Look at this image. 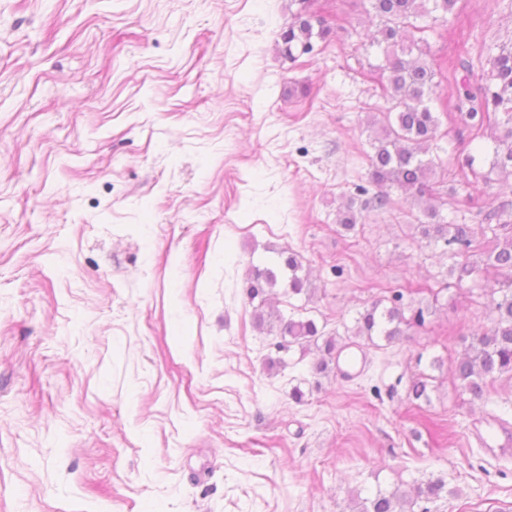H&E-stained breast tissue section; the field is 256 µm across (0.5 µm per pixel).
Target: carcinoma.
I'll list each match as a JSON object with an SVG mask.
<instances>
[{
  "mask_svg": "<svg viewBox=\"0 0 512 512\" xmlns=\"http://www.w3.org/2000/svg\"><path fill=\"white\" fill-rule=\"evenodd\" d=\"M372 9L381 18L382 41L390 46L398 45L405 38L410 46L401 52H392L386 57L379 79L386 97L392 106L388 108L383 126V135L375 138L374 152L369 156V180L377 192L372 199L374 205L384 207L389 203L388 189L399 188L420 198L432 195L430 176L436 167L432 159L421 156L423 145L443 138L439 131V120L428 101L437 95L440 83L435 81L436 72L425 61L408 58L413 50L423 51L428 44L426 34L435 31L436 22H448L454 13L458 0H370ZM301 8L293 14L287 30L281 34L284 55L292 58L294 52L307 54L312 51L315 38L327 40L332 33L330 26L316 18L309 9L310 0H299ZM489 82L472 89L467 79L456 84L458 104L456 109L461 117L472 122L474 137L491 131L496 142L489 172L477 174L484 182L491 181L490 174L512 175V48H500L487 61ZM505 205L492 210L488 224H468L453 217L445 220L439 208L430 205L423 211L428 219L423 235L437 241H444L448 250L457 251L462 260L449 269L452 282L444 288L461 287L474 282L482 273V266L494 269L497 274L496 288L492 293L501 294L493 303L494 316L490 326L461 337L467 345L464 357L456 360L451 368L454 380L463 391L476 400L489 401L488 384L502 375L512 377V220L491 224L504 214ZM485 257L483 264L470 260L474 253ZM288 269L289 293L304 292V280L298 276L301 263L291 255L285 260ZM250 299L263 295L264 288L277 285V273L271 268H254ZM272 324L265 317L262 306L254 312L258 327H277L281 336L288 338V345L298 346L306 351L314 345L323 351L322 358L312 370L323 374L332 362L333 354L339 350L336 337L319 328L312 318L282 314L275 315ZM425 324L423 309L406 316L400 306H382L375 301L360 313L354 337L361 338L372 346L377 340L388 345L398 344L408 336L413 326ZM441 481L417 483L409 488L400 486L390 491L377 490L369 497L359 500L360 512H407L406 507L419 500L439 497Z\"/></svg>",
  "mask_w": 512,
  "mask_h": 512,
  "instance_id": "1",
  "label": "carcinoma"
}]
</instances>
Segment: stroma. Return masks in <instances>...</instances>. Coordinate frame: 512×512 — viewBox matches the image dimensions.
I'll list each match as a JSON object with an SVG mask.
<instances>
[{
    "label": "stroma",
    "mask_w": 512,
    "mask_h": 512,
    "mask_svg": "<svg viewBox=\"0 0 512 512\" xmlns=\"http://www.w3.org/2000/svg\"><path fill=\"white\" fill-rule=\"evenodd\" d=\"M298 8L0 0V512H356L353 493L430 479L444 490L418 512H512V452L472 434L493 414L512 429V378L484 403L451 374L461 335L491 322L493 280L444 288L428 199L366 204L387 106L369 0H311L332 33L291 59ZM429 44L428 63L472 61L481 84L487 46H512V0H459ZM455 105L442 84L427 155L439 195L481 224L512 177L471 180L491 143ZM284 251L307 290L280 267L267 310L344 345L398 294L425 325L365 348L351 377L311 375L320 351L281 348L247 295Z\"/></svg>",
    "instance_id": "35a3bbf8"
}]
</instances>
